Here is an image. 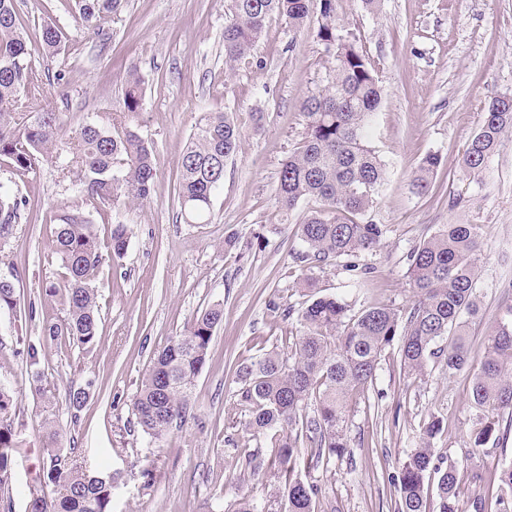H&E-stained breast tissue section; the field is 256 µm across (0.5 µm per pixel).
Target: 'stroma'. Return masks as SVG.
Masks as SVG:
<instances>
[{
  "instance_id": "stroma-1",
  "label": "stroma",
  "mask_w": 512,
  "mask_h": 512,
  "mask_svg": "<svg viewBox=\"0 0 512 512\" xmlns=\"http://www.w3.org/2000/svg\"><path fill=\"white\" fill-rule=\"evenodd\" d=\"M16 8L29 38L51 22L67 40L58 55H32L42 91L30 100V112L56 108L68 132L85 123H120L125 80L139 74L137 131L152 147L156 179L146 203L87 212L100 239L109 238L116 219L133 233L124 257L97 275L98 343L86 352L41 333L45 322L64 316L44 288L57 278L53 217L77 202L73 176L47 161L20 178L0 159V183L28 202L0 252V275L15 277L18 299L14 311L0 312V378L18 396L11 419L23 444L14 461L12 512H26V486L46 465L41 439L49 418L63 446L76 448L90 469L115 475L112 512H232L245 495L275 499L270 450L246 432L237 405L236 369L296 334L295 321L271 316L265 302L300 300L293 226L310 205L282 213L277 183L282 161L305 131L302 102L327 84L316 37L319 0H311L313 22L301 30L272 17L254 62L232 67L224 63V0H125L104 39L83 32L73 0H17ZM336 8L385 90L367 133L386 180L368 218L387 232L367 258L376 269L368 288H350L348 274L329 266L316 273L319 291L356 309L378 302L410 306L408 252L439 225H478L480 319L469 334L473 357L481 359L491 328L512 308V135L482 177L465 174L458 161L489 101L512 96V0H380L372 11L361 0H336ZM206 112L233 113L242 145L225 165L209 222L188 224L177 199L178 159ZM430 153L442 164L429 192L418 196L410 180ZM231 236L238 243L224 250ZM216 302L224 306V322L185 416L166 440L151 442L135 424L137 387L154 355ZM28 343L38 350L36 362L21 354ZM37 376L48 383V398L33 392ZM376 382L385 397L351 413L345 455L306 474L322 489L320 512H395L400 467L420 446L423 424L435 417L443 424L431 446L460 464L459 506L473 512L478 490L471 473L489 475L512 464V440L473 448L481 414L470 403L469 372L451 376L430 363L407 377L391 347ZM80 386L90 396L74 416L66 397Z\"/></svg>"
}]
</instances>
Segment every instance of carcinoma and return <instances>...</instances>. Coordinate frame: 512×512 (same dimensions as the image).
I'll use <instances>...</instances> for the list:
<instances>
[{"instance_id": "obj_1", "label": "carcinoma", "mask_w": 512, "mask_h": 512, "mask_svg": "<svg viewBox=\"0 0 512 512\" xmlns=\"http://www.w3.org/2000/svg\"><path fill=\"white\" fill-rule=\"evenodd\" d=\"M124 0H75L81 26L91 36L106 35V24ZM224 62L248 59L269 18L277 15L296 30L310 23L309 0H226ZM317 38L329 63L328 86L301 104L305 136L282 163L277 200L285 211L313 200L318 207L295 225L301 249L294 262L303 271L299 287L305 300L288 307L268 300V311L295 320L298 334L286 352L272 351L238 367L239 402L245 428L254 439H268L278 464L286 499L285 512H316L318 488L304 480L299 468L312 461L341 457L348 448L344 425L357 400L375 380L383 352L396 345L404 373H420L432 359L450 373L465 369L471 359L469 325L477 318V225L442 224L407 255V277L415 300L406 307L374 304L358 311L337 296L315 291L312 270L336 265L364 284L375 273L366 256L379 247L384 225L365 220L384 180L385 164L370 145L365 127L379 107L383 88L355 33L336 14V0H320ZM62 31L52 23L41 27L36 44L28 43L18 26L15 0H0V157L12 173L25 176L53 159L61 140L59 113L50 109L35 118L28 101L40 94L31 57L57 53ZM142 110L141 81H125L122 111L127 124L112 127L84 124L68 146L69 171L75 191L95 208L142 203L154 189L152 149L130 124ZM512 134V97L492 100L480 129L460 160L470 176L483 173L502 139ZM242 143L239 126L226 112H206L195 125L179 159L178 202L187 224H206L215 191L224 182L226 161ZM441 164L427 154L411 179L412 192L424 195ZM26 201L0 184V249L9 245ZM53 253L61 273L45 288L60 297L65 316L48 322L43 335L65 337L89 349L98 337V306L93 281L107 261L121 258L130 228L112 225L110 242L102 245L84 212L72 208L56 216ZM17 307L16 284L0 278V311ZM224 307L202 310L180 335L153 358L137 389L134 411L142 432L160 440L182 420L204 367ZM17 396L0 382V491L10 487L16 434L10 412ZM470 401L476 409L508 414L502 424L493 418L476 434L481 446L491 436L506 442L512 436V310L489 334L479 369L471 375ZM442 421L422 428V445L408 456L398 477L397 512H461L457 500L459 468L434 458L430 440ZM60 430L46 421L43 448L46 473L33 485L51 483L57 497H41L31 512H111L113 477L92 474L75 449L59 447ZM499 490L492 512H512V464L494 474Z\"/></svg>"}]
</instances>
